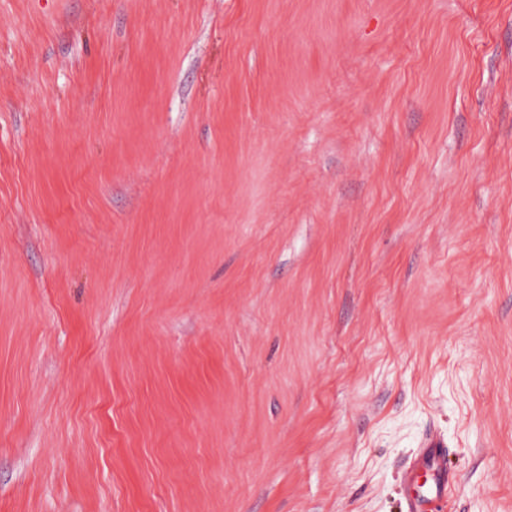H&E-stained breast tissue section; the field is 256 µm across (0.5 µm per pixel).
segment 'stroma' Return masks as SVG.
Returning a JSON list of instances; mask_svg holds the SVG:
<instances>
[{
	"label": "stroma",
	"mask_w": 512,
	"mask_h": 512,
	"mask_svg": "<svg viewBox=\"0 0 512 512\" xmlns=\"http://www.w3.org/2000/svg\"><path fill=\"white\" fill-rule=\"evenodd\" d=\"M512 512V0H0V512ZM458 476L448 469V448L427 435L403 469V512H444Z\"/></svg>",
	"instance_id": "obj_1"
}]
</instances>
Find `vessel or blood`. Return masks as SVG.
<instances>
[{
	"mask_svg": "<svg viewBox=\"0 0 512 512\" xmlns=\"http://www.w3.org/2000/svg\"><path fill=\"white\" fill-rule=\"evenodd\" d=\"M458 476L448 468L442 439L427 435L403 469L404 512H445L448 494Z\"/></svg>",
	"mask_w": 512,
	"mask_h": 512,
	"instance_id": "b4317fda",
	"label": "vessel or blood"
}]
</instances>
